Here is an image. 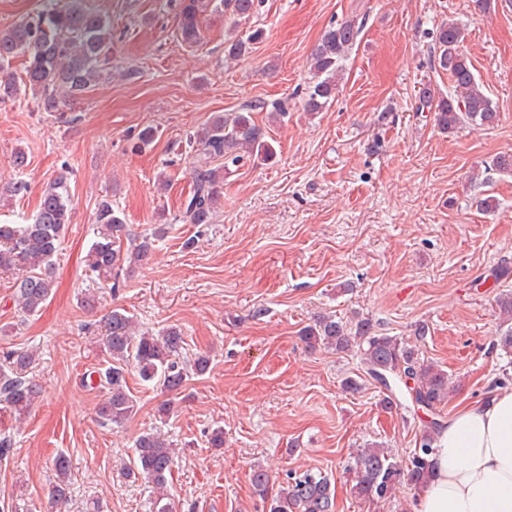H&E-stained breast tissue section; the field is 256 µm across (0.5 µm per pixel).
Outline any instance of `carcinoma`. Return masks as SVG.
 Wrapping results in <instances>:
<instances>
[{
  "mask_svg": "<svg viewBox=\"0 0 512 512\" xmlns=\"http://www.w3.org/2000/svg\"><path fill=\"white\" fill-rule=\"evenodd\" d=\"M261 0H180L177 36L188 45L201 40V16L224 11L233 19L232 32L224 40V57L238 60L249 53L263 29L252 25ZM362 24L354 19L329 26L311 52L312 85L302 103L305 112H322L335 99L342 63L357 42ZM466 28L450 20L439 28L432 52L433 66L448 74L451 92L435 98L425 85L419 90L418 108L434 113L438 127L453 133L466 125L493 128L500 112L477 81L473 65L463 50ZM112 48V25L86 0H44L35 15L0 29V103L31 92L44 112H63L67 102L86 93L101 75ZM27 53L22 82L5 74L12 60ZM265 103H250L237 112L215 114L186 137L192 186L181 203L179 221L210 224L224 194V179L231 174L228 164H268L277 152L266 127L255 123L252 111ZM485 172L512 174V154L494 156L484 164ZM67 171L59 172L43 191L38 211L28 224H0V271L15 275L13 297L19 310L33 316L43 307L53 288V258L70 224L66 185ZM157 236L130 232L112 202L102 201L96 215V239L87 253L88 270L100 279L121 287V274L143 262L153 252ZM497 305L503 316L498 345L512 351V293H501ZM302 340L317 347L345 351L360 350L368 374L388 386L390 380L404 383V397L416 412L427 416L419 447L403 464L381 448H363L351 471L353 493L373 502L390 497L396 486L406 483L421 488L430 478L431 460L438 427L442 425L440 405L448 398V373L419 357L418 351L393 336L378 333L368 319L350 326L334 315L318 317L304 327ZM183 343L180 330L170 327L160 335L142 332L133 316L114 309L104 320L102 336L105 369L97 370L99 386L106 397L97 409L101 423L122 424L135 414L136 399L128 385V368L135 367L142 381L165 391L178 389L187 374L174 356ZM33 355L11 351L6 367L0 368V405L14 416L24 417L41 394V386L28 376ZM136 458L131 472L161 488L175 461L170 444L154 432L140 434L135 443ZM57 481L51 496L66 494L71 465L67 457L53 460ZM255 493L268 504V512H335V489L322 472H290L287 481L273 488L264 469L250 475Z\"/></svg>",
  "mask_w": 512,
  "mask_h": 512,
  "instance_id": "carcinoma-1",
  "label": "carcinoma"
}]
</instances>
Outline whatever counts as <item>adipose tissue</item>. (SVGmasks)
<instances>
[{
    "mask_svg": "<svg viewBox=\"0 0 512 512\" xmlns=\"http://www.w3.org/2000/svg\"><path fill=\"white\" fill-rule=\"evenodd\" d=\"M432 463L415 512H512V388L450 415Z\"/></svg>",
    "mask_w": 512,
    "mask_h": 512,
    "instance_id": "1",
    "label": "adipose tissue"
}]
</instances>
